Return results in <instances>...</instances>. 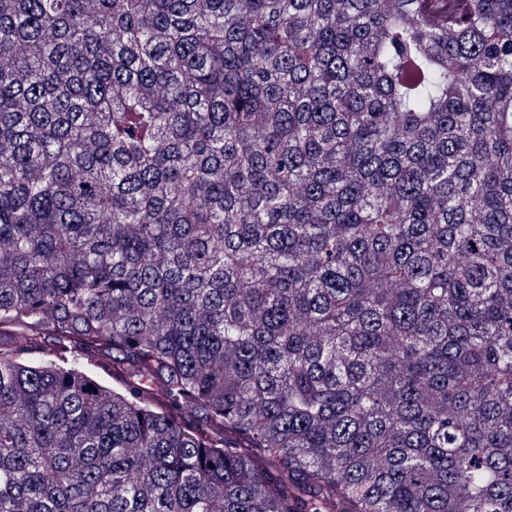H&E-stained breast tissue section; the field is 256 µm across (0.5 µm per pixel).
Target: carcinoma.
Masks as SVG:
<instances>
[{"mask_svg": "<svg viewBox=\"0 0 512 512\" xmlns=\"http://www.w3.org/2000/svg\"><path fill=\"white\" fill-rule=\"evenodd\" d=\"M0 512H512V0H0Z\"/></svg>", "mask_w": 512, "mask_h": 512, "instance_id": "carcinoma-1", "label": "carcinoma"}]
</instances>
